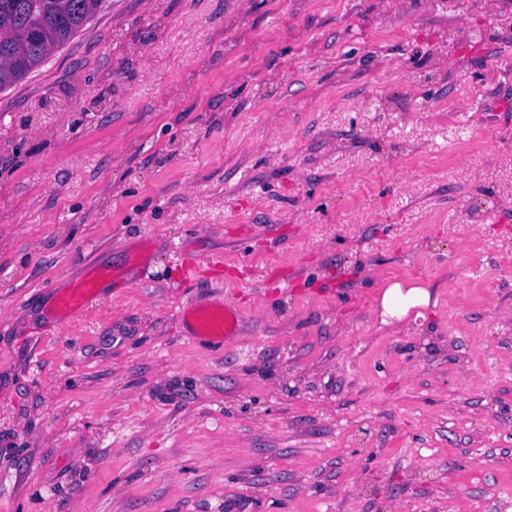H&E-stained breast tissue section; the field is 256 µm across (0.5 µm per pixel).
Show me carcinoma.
I'll use <instances>...</instances> for the list:
<instances>
[{
	"label": "carcinoma",
	"instance_id": "carcinoma-1",
	"mask_svg": "<svg viewBox=\"0 0 512 512\" xmlns=\"http://www.w3.org/2000/svg\"><path fill=\"white\" fill-rule=\"evenodd\" d=\"M105 0H0V91L39 70Z\"/></svg>",
	"mask_w": 512,
	"mask_h": 512
}]
</instances>
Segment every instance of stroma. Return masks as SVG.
<instances>
[{"label":"stroma","mask_w":512,"mask_h":512,"mask_svg":"<svg viewBox=\"0 0 512 512\" xmlns=\"http://www.w3.org/2000/svg\"><path fill=\"white\" fill-rule=\"evenodd\" d=\"M0 512H512V0H106L0 92ZM98 281L91 277L86 278L74 285L60 302V309L63 314H71L81 310L87 301L96 296ZM432 300L430 284L393 281L385 287L380 298L381 323L393 325L406 320L415 312V320L423 317L419 309L430 306ZM181 324L186 323L191 336H203L213 340L223 341L233 336L240 326L238 312L224 305L223 301H201L188 307L179 315Z\"/></svg>","instance_id":"1"}]
</instances>
